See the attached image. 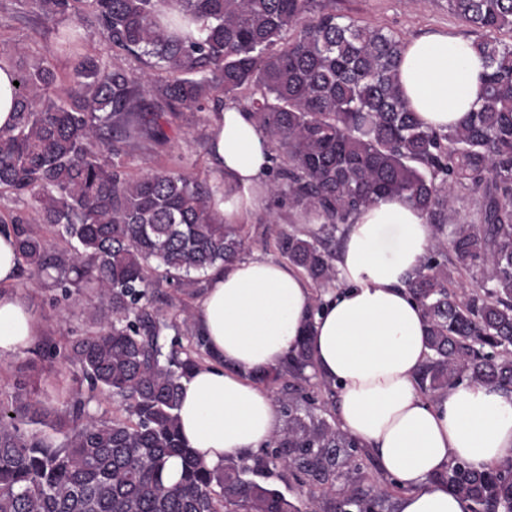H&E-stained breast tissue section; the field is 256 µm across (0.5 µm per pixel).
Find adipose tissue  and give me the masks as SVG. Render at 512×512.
<instances>
[{
  "label": "adipose tissue",
  "mask_w": 512,
  "mask_h": 512,
  "mask_svg": "<svg viewBox=\"0 0 512 512\" xmlns=\"http://www.w3.org/2000/svg\"><path fill=\"white\" fill-rule=\"evenodd\" d=\"M484 60L471 39L433 33L410 39L399 80L424 126L457 124L482 96ZM207 137L221 209L234 222L269 205L266 135L235 104L210 116ZM433 238L425 215L397 199L358 212L336 256L341 289L311 307L298 269L260 257L211 273L193 323L211 352L184 379L182 433L207 466L257 451L281 428L273 395L257 373L278 367L307 342L317 372L337 392L336 421L376 458L402 492L397 512H470V502L434 482L451 460L481 469L512 457V392L462 382L423 396L415 374L429 349L427 326L404 279ZM17 246L0 231V356L28 348L42 324L12 292Z\"/></svg>",
  "instance_id": "adipose-tissue-1"
}]
</instances>
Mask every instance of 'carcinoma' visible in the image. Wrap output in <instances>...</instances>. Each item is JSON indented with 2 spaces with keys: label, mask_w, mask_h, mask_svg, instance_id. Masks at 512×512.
I'll return each instance as SVG.
<instances>
[{
  "label": "carcinoma",
  "mask_w": 512,
  "mask_h": 512,
  "mask_svg": "<svg viewBox=\"0 0 512 512\" xmlns=\"http://www.w3.org/2000/svg\"><path fill=\"white\" fill-rule=\"evenodd\" d=\"M15 12L61 28L90 22L112 59L84 55L63 79L48 59L12 64L16 120L0 130V212L30 276L64 295L91 294L103 313L66 358L80 366L69 409L25 397L34 374L0 401V512H390L400 488L371 485L358 439L340 429L306 345L255 376L281 386L284 424L261 454L207 467L178 426L182 379L210 355L183 310L187 344L163 352L173 327L161 288H190L242 258L244 224L224 221V187L171 156L187 112L224 99L267 135L280 163L271 195L273 247L316 288L337 280L336 235L386 198L422 212L434 245L406 286L428 326L417 373L433 397L462 381L512 391V0H448L485 59L476 110L446 129L422 125L401 89L403 41L336 11V0H14ZM132 56L141 68L130 70ZM171 164L137 175L136 150ZM480 223L463 224L455 195ZM471 280L473 287L462 283ZM98 394L124 415L99 419ZM181 460L177 482L166 463ZM282 470L290 499L269 483ZM433 480L472 512H512V457L478 471L454 460Z\"/></svg>",
  "instance_id": "cac0c4a2"
}]
</instances>
